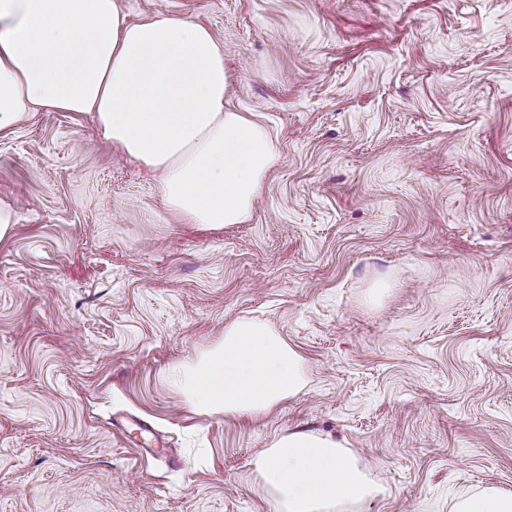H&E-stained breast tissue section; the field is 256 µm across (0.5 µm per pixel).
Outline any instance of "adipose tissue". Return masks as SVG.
Here are the masks:
<instances>
[{"label":"adipose tissue","mask_w":512,"mask_h":512,"mask_svg":"<svg viewBox=\"0 0 512 512\" xmlns=\"http://www.w3.org/2000/svg\"><path fill=\"white\" fill-rule=\"evenodd\" d=\"M224 52L180 14L128 21L118 0H0V132L34 112L91 118L113 151L159 177L187 224L245 223L279 161L268 128L229 107ZM201 413L258 417L305 387L300 355L269 325L238 319L172 374ZM279 512H355L385 487L332 436L292 431L255 462ZM452 512H512L496 486Z\"/></svg>","instance_id":"1"}]
</instances>
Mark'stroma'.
Returning <instances> with one entry per match:
<instances>
[{
  "label": "stroma",
  "instance_id": "1",
  "mask_svg": "<svg viewBox=\"0 0 512 512\" xmlns=\"http://www.w3.org/2000/svg\"><path fill=\"white\" fill-rule=\"evenodd\" d=\"M188 14L279 153L251 218L204 229L89 119L0 135V512H278L254 463L346 439L357 512L512 491V0H120ZM250 318L307 384L257 420L168 380ZM150 419L176 462L127 443ZM118 431L129 443L135 444L136 446L152 447L155 441L165 445V443L157 437V430L154 424L147 419L130 415L126 417L124 421L115 420Z\"/></svg>",
  "mask_w": 512,
  "mask_h": 512
}]
</instances>
